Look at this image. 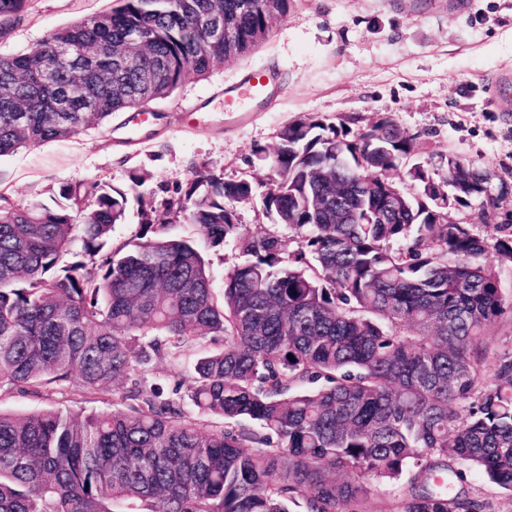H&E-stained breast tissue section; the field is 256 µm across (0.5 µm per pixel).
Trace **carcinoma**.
Instances as JSON below:
<instances>
[{
  "instance_id": "cac0c4a2",
  "label": "carcinoma",
  "mask_w": 512,
  "mask_h": 512,
  "mask_svg": "<svg viewBox=\"0 0 512 512\" xmlns=\"http://www.w3.org/2000/svg\"><path fill=\"white\" fill-rule=\"evenodd\" d=\"M119 2L0 57L12 87L0 157L208 77L265 41L295 0H220L227 44L203 35L213 0ZM28 3L0 0V17ZM131 36L158 60L147 96L138 74L122 95L109 80ZM63 49L71 63L39 86L38 67ZM78 81L91 111L67 96ZM357 121L304 115L279 129L263 205L286 237L241 231L235 205L255 186L204 171L144 210L136 241L116 249L128 191L94 179L25 205L0 195V391L76 385L112 399L84 417L0 413V512H366L375 485L406 475L398 512H487L440 484L462 478L455 462L512 495V347L477 343L512 314L486 260L492 249L512 262V226L491 244L445 219L448 195L420 164L407 176L428 203H395L387 174L415 143L387 116L354 133ZM459 175L457 202L495 178L448 158V178ZM180 222L245 257L222 290L171 232ZM154 361L184 394L162 398L146 376Z\"/></svg>"
}]
</instances>
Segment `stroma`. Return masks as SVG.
<instances>
[{
    "instance_id": "obj_1",
    "label": "stroma",
    "mask_w": 512,
    "mask_h": 512,
    "mask_svg": "<svg viewBox=\"0 0 512 512\" xmlns=\"http://www.w3.org/2000/svg\"><path fill=\"white\" fill-rule=\"evenodd\" d=\"M118 0H30L20 20L0 28V56L23 52L55 29L117 7ZM275 70L274 104L244 125L224 110V91L246 70ZM304 115L391 117L415 143V162L436 181L456 155L512 173V0H296L269 38L204 79L188 76L152 112L114 113L104 125L65 140L32 144L0 158V194L14 204L48 196L60 181L103 179L160 201L199 166L245 178L257 195L238 207L243 232L271 231L261 196L279 129ZM49 407L75 413L111 409L78 388L42 395L0 392V411ZM456 491L512 512V494L463 467Z\"/></svg>"
}]
</instances>
